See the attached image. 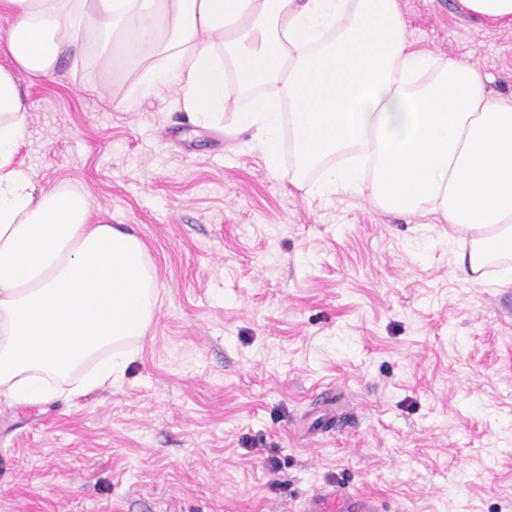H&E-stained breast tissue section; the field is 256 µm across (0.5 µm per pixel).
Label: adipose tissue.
I'll use <instances>...</instances> for the list:
<instances>
[{"label":"adipose tissue","mask_w":512,"mask_h":512,"mask_svg":"<svg viewBox=\"0 0 512 512\" xmlns=\"http://www.w3.org/2000/svg\"><path fill=\"white\" fill-rule=\"evenodd\" d=\"M0 400L37 404L116 385L156 321L159 283L135 234L90 223L89 194L40 188L16 160L27 135L17 72L95 61L142 68L148 96L233 124L307 194L368 196L467 236L457 266L512 284V100L477 67L413 48L397 0H0ZM321 170L318 182L306 176Z\"/></svg>","instance_id":"ef3b65f1"}]
</instances>
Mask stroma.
I'll return each mask as SVG.
<instances>
[{
    "label": "stroma",
    "mask_w": 512,
    "mask_h": 512,
    "mask_svg": "<svg viewBox=\"0 0 512 512\" xmlns=\"http://www.w3.org/2000/svg\"><path fill=\"white\" fill-rule=\"evenodd\" d=\"M415 47L512 99V29L399 0ZM17 159L146 245L157 323L119 386L0 403V512H301L335 485L387 512H512V286L472 283L444 224L272 175L139 73H18ZM278 458L272 468L270 458Z\"/></svg>",
    "instance_id": "1"
}]
</instances>
